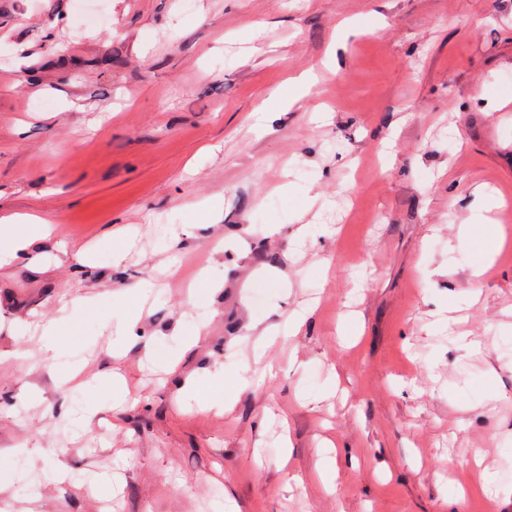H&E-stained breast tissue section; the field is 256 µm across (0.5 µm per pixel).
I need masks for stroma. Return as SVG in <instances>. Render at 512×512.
Returning <instances> with one entry per match:
<instances>
[{
	"instance_id": "obj_1",
	"label": "stroma",
	"mask_w": 512,
	"mask_h": 512,
	"mask_svg": "<svg viewBox=\"0 0 512 512\" xmlns=\"http://www.w3.org/2000/svg\"><path fill=\"white\" fill-rule=\"evenodd\" d=\"M511 189L512 0H0V512H512ZM310 81L311 75H303L292 81L289 93H282L277 97L263 101L253 113L256 116L257 124L265 121L278 108L288 107L289 104L302 97L307 92ZM20 221L24 224H30L33 225L34 228L32 231H29V233L26 236H14L13 234V242L10 247V249L2 254V251L0 252V266L2 264H8L13 261L17 260H25L30 259L32 260V256L29 252V245H30V239L33 237H44L45 235L42 233L41 228L39 224H42L43 222H40L39 219L32 218V217H25V216H18V217H4L0 218V234L1 232H7L8 231V225L17 224Z\"/></svg>"
}]
</instances>
